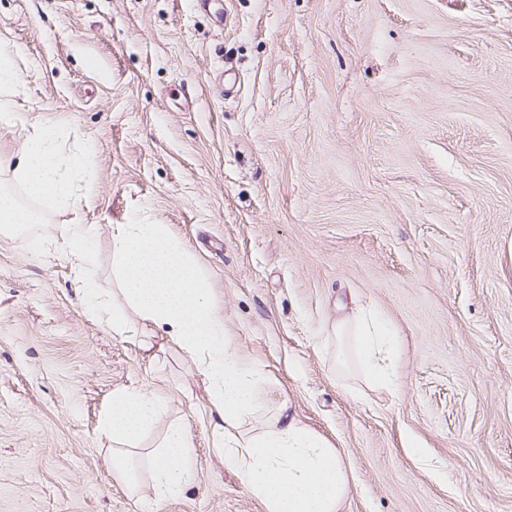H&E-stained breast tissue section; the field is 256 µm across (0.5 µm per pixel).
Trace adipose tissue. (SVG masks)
Listing matches in <instances>:
<instances>
[{"instance_id":"adipose-tissue-1","label":"adipose tissue","mask_w":512,"mask_h":512,"mask_svg":"<svg viewBox=\"0 0 512 512\" xmlns=\"http://www.w3.org/2000/svg\"><path fill=\"white\" fill-rule=\"evenodd\" d=\"M10 48L0 46V123L21 121L16 89L21 77ZM63 125L40 124L22 151L11 158L12 177L33 206H23L8 190L0 191V229L17 230L44 220L43 205L76 203L90 155H62ZM112 276L123 305L111 300L92 273L78 283V294L92 315L108 317L115 335L132 329V318L164 326L170 340L195 359L211 388L212 405L224 434V463L242 475L252 497L265 512H342L350 477L335 448L280 406L270 425L250 435L245 422L257 408L264 380L260 367L244 364L224 338V318L211 301V290L189 248L170 231L140 216L112 230ZM356 361L361 380L371 388L396 391L399 386L398 340L385 321L368 311L336 325V362ZM162 404L149 391L121 390L100 421L111 438L112 475L129 489L149 477L154 501L182 496L198 481L191 462L187 429L171 424L155 448L140 452L139 440L160 414Z\"/></svg>"}]
</instances>
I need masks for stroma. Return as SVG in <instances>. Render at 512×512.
Instances as JSON below:
<instances>
[{
	"label": "stroma",
	"mask_w": 512,
	"mask_h": 512,
	"mask_svg": "<svg viewBox=\"0 0 512 512\" xmlns=\"http://www.w3.org/2000/svg\"><path fill=\"white\" fill-rule=\"evenodd\" d=\"M22 123L92 151L77 207L0 232V512H264L224 465L207 380L164 328L116 336L58 244L168 225L276 408L347 464L342 512H512V0H0ZM380 313L399 388L336 366L335 325ZM146 389L198 482L155 503L112 477L99 421Z\"/></svg>",
	"instance_id": "1"
}]
</instances>
